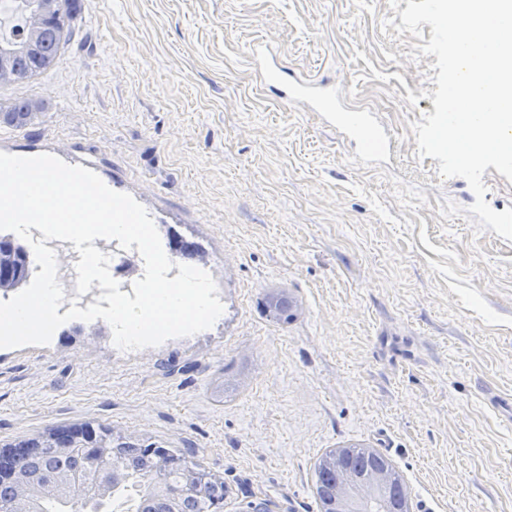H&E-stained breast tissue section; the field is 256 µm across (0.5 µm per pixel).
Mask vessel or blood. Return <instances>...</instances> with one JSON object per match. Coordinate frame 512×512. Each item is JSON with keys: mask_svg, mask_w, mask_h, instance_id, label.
Listing matches in <instances>:
<instances>
[{"mask_svg": "<svg viewBox=\"0 0 512 512\" xmlns=\"http://www.w3.org/2000/svg\"><path fill=\"white\" fill-rule=\"evenodd\" d=\"M262 84L275 90L283 101L307 100L318 111L328 113L334 125L344 135L359 140L370 135H380L381 130L373 121L369 111L343 109L338 100L336 88L325 81L310 82L299 74L288 71L277 59L258 54Z\"/></svg>", "mask_w": 512, "mask_h": 512, "instance_id": "vessel-or-blood-1", "label": "vessel or blood"}]
</instances>
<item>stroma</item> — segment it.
Returning <instances> with one entry per match:
<instances>
[{
    "label": "stroma",
    "mask_w": 512,
    "mask_h": 512,
    "mask_svg": "<svg viewBox=\"0 0 512 512\" xmlns=\"http://www.w3.org/2000/svg\"><path fill=\"white\" fill-rule=\"evenodd\" d=\"M393 15L388 0H81L57 64L0 84V104L38 106L0 121V152L91 166L199 244L224 290L211 328L137 353L104 343L102 319L0 348V446L93 421L222 477L224 512H317L319 459L360 443L413 512H512V241L439 215L475 197L416 156L436 58L381 30ZM265 43L369 108L391 153L263 88ZM274 288L299 304L291 323L259 306Z\"/></svg>",
    "instance_id": "stroma-1"
}]
</instances>
